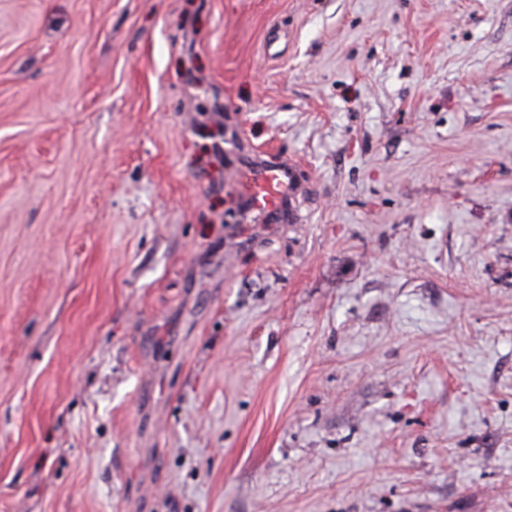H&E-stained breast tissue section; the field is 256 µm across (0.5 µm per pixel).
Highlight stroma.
<instances>
[{"instance_id": "1", "label": "stroma", "mask_w": 512, "mask_h": 512, "mask_svg": "<svg viewBox=\"0 0 512 512\" xmlns=\"http://www.w3.org/2000/svg\"><path fill=\"white\" fill-rule=\"evenodd\" d=\"M0 512H512V0H0ZM258 154L249 162L244 176L245 199L251 212L267 217L292 203L301 189L300 176L293 162Z\"/></svg>"}]
</instances>
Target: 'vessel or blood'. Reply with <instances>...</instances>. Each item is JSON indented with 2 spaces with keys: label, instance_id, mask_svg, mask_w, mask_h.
<instances>
[{
  "label": "vessel or blood",
  "instance_id": "obj_1",
  "mask_svg": "<svg viewBox=\"0 0 512 512\" xmlns=\"http://www.w3.org/2000/svg\"><path fill=\"white\" fill-rule=\"evenodd\" d=\"M244 183L251 212L263 217L283 210L287 201L301 189L294 163L272 157L266 159L260 155L250 161Z\"/></svg>",
  "mask_w": 512,
  "mask_h": 512
}]
</instances>
